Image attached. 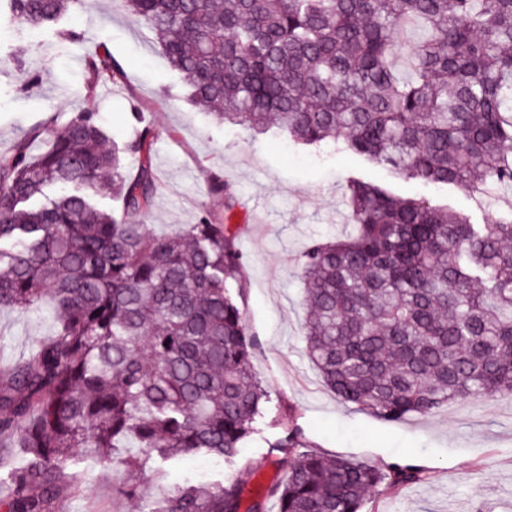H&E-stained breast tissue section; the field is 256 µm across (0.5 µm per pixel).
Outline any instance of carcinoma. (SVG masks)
I'll use <instances>...</instances> for the list:
<instances>
[{
  "instance_id": "obj_1",
  "label": "carcinoma",
  "mask_w": 512,
  "mask_h": 512,
  "mask_svg": "<svg viewBox=\"0 0 512 512\" xmlns=\"http://www.w3.org/2000/svg\"><path fill=\"white\" fill-rule=\"evenodd\" d=\"M4 23L57 22L84 0H6ZM155 35L192 99L257 134L277 126L408 180L474 194L512 188V0H118ZM426 34L408 44L412 24ZM405 55L409 76L395 60ZM85 100L125 77L103 51ZM112 150L97 113L37 126L0 154V308L49 304L54 332L0 382V437L16 441L5 512H48L81 448L138 496L148 462L236 460L262 427L285 477L262 466L213 485H159L151 512H362L426 479L418 465L308 449L253 375L240 302L239 227L207 214L180 233L143 224L157 190L156 130L132 113ZM41 138L34 155L30 142ZM57 189L50 197L47 190ZM109 189L116 217L94 197ZM352 231L303 252L306 352L344 404L385 421L512 395V215L471 224L428 201L347 181ZM139 452L133 453L131 449Z\"/></svg>"
}]
</instances>
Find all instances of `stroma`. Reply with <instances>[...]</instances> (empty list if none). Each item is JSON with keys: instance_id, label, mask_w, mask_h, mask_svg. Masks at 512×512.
<instances>
[{"instance_id": "obj_1", "label": "stroma", "mask_w": 512, "mask_h": 512, "mask_svg": "<svg viewBox=\"0 0 512 512\" xmlns=\"http://www.w3.org/2000/svg\"><path fill=\"white\" fill-rule=\"evenodd\" d=\"M82 32L68 40L63 30ZM104 46L124 67L116 92L98 93L94 109L116 141H124L132 108L154 124L158 173L154 204L144 222L157 234L196 223L201 210L230 217L240 228L247 258L245 321L254 342L252 370L287 412L313 450L382 465L410 459L429 470L427 480L372 495L363 512H512V396L452 402L432 414L397 422L377 419L341 403L305 353L302 253L314 239L345 230L346 181L361 177L393 193L423 199L488 224L512 213V189L491 201L456 186L408 180L395 170L347 151L330 155L276 133L255 135L217 120L193 102L148 29L112 0H85L55 25L9 28L0 34V153L31 127L85 104V58ZM223 172L227 195L208 192V171ZM49 308L0 309V371L26 360L51 334ZM50 512H147L152 474L140 479L141 496L113 495L120 477L83 460ZM166 481L216 482L235 476L227 463L187 457L168 463Z\"/></svg>"}]
</instances>
